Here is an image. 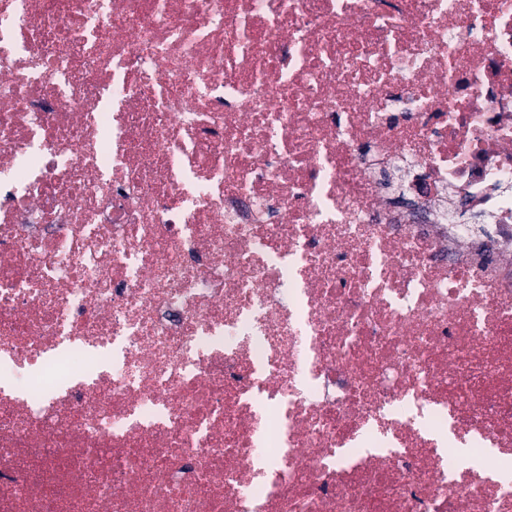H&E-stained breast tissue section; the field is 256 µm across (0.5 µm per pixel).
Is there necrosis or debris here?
Returning a JSON list of instances; mask_svg holds the SVG:
<instances>
[{"mask_svg":"<svg viewBox=\"0 0 512 512\" xmlns=\"http://www.w3.org/2000/svg\"><path fill=\"white\" fill-rule=\"evenodd\" d=\"M0 512H512V0H0Z\"/></svg>","mask_w":512,"mask_h":512,"instance_id":"obj_1","label":"necrosis or debris"}]
</instances>
